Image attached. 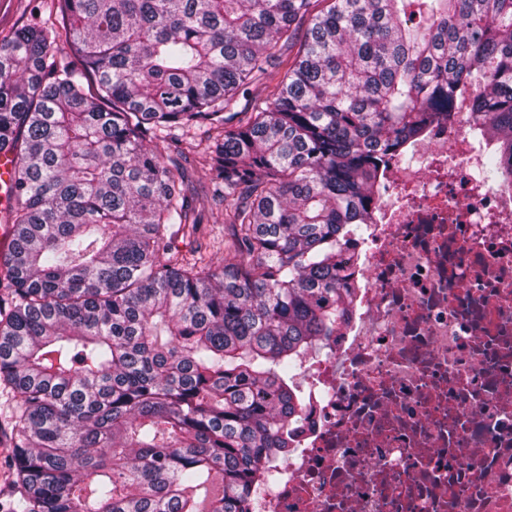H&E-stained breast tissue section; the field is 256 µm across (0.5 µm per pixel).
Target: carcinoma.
<instances>
[{"mask_svg": "<svg viewBox=\"0 0 512 512\" xmlns=\"http://www.w3.org/2000/svg\"><path fill=\"white\" fill-rule=\"evenodd\" d=\"M318 2L57 0L0 38L6 512H253L388 163L477 86L482 170L512 186V0ZM200 128L222 266L180 253L203 209L158 148ZM283 66L279 72H274L271 76L261 80L251 88V94L248 97L240 98L237 111L252 112L254 106V99H261L266 97L270 92L275 89V86L283 74ZM254 97V98H253Z\"/></svg>", "mask_w": 512, "mask_h": 512, "instance_id": "1", "label": "carcinoma"}]
</instances>
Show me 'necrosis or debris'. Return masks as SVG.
Listing matches in <instances>:
<instances>
[{
	"label": "necrosis or debris",
	"mask_w": 512,
	"mask_h": 512,
	"mask_svg": "<svg viewBox=\"0 0 512 512\" xmlns=\"http://www.w3.org/2000/svg\"><path fill=\"white\" fill-rule=\"evenodd\" d=\"M392 161L347 250L346 329L256 512H512V189L479 178L467 110Z\"/></svg>",
	"instance_id": "4bbe7bcc"
}]
</instances>
